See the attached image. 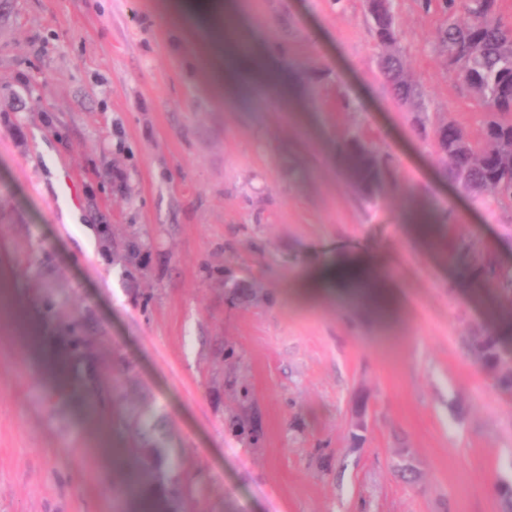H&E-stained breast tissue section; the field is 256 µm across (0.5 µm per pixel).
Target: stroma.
<instances>
[{
	"instance_id": "obj_1",
	"label": "stroma",
	"mask_w": 512,
	"mask_h": 512,
	"mask_svg": "<svg viewBox=\"0 0 512 512\" xmlns=\"http://www.w3.org/2000/svg\"><path fill=\"white\" fill-rule=\"evenodd\" d=\"M236 2L243 54L299 101L216 94L209 27L164 0H15L0 20V512H134L136 457L101 449L135 447L137 413L160 424L184 512H512L495 491L512 392L468 350L497 329V293L454 265L465 243L512 270V214L445 175L435 128L477 143L482 115L434 43L439 14L394 0L420 92L404 106L366 0ZM354 134L392 171L368 196L336 157ZM69 173L75 224L54 205ZM413 198L455 217L434 245L401 222ZM360 252L385 257L392 316L294 291ZM76 316L78 406L29 341L36 323L72 347Z\"/></svg>"
}]
</instances>
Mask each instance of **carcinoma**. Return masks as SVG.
Here are the masks:
<instances>
[{
    "label": "carcinoma",
    "mask_w": 512,
    "mask_h": 512,
    "mask_svg": "<svg viewBox=\"0 0 512 512\" xmlns=\"http://www.w3.org/2000/svg\"><path fill=\"white\" fill-rule=\"evenodd\" d=\"M422 10L437 7L443 21L435 31L436 45L448 58L451 79L472 91L483 114L485 145L477 149L467 132L450 124L436 130L445 160L446 176L466 191L483 195L492 192L493 200L512 210V160L496 152L512 144V25L503 22L498 0H419ZM392 17L374 19L375 35L385 48L380 66L393 95L403 104L414 101L416 89L407 75L403 58L393 50L396 44ZM340 155L348 178L365 194L387 176L383 166L356 138L345 141ZM456 257L466 271L483 281L496 279L499 298L512 302V274L496 272L488 262L476 261L466 245L458 246ZM352 298L366 299V282L354 271L347 272ZM474 358L488 372L506 362L512 352L503 347L502 337L491 330L476 337L471 349ZM495 381L504 391L512 392V371L495 372ZM140 430L141 442L135 449L144 466L152 471L155 492L173 497L172 509L179 510V494L169 489L166 476L174 465L166 462L161 443L153 429L145 426L142 416L133 418Z\"/></svg>",
    "instance_id": "obj_1"
}]
</instances>
